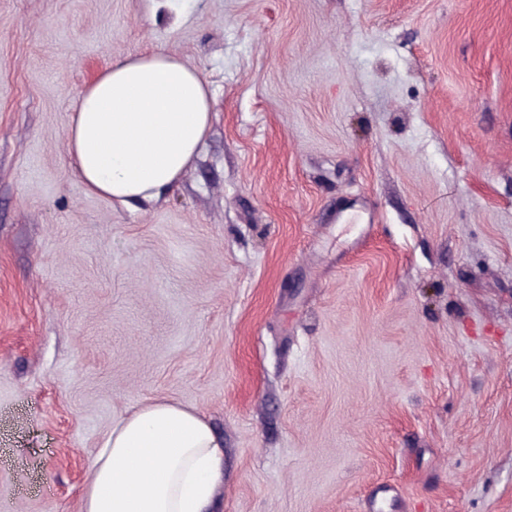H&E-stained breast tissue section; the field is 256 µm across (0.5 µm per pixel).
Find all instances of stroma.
Segmentation results:
<instances>
[{"label":"stroma","mask_w":512,"mask_h":512,"mask_svg":"<svg viewBox=\"0 0 512 512\" xmlns=\"http://www.w3.org/2000/svg\"><path fill=\"white\" fill-rule=\"evenodd\" d=\"M155 50L211 126L116 207L69 118ZM154 399L213 512H512V0H0V512H80Z\"/></svg>","instance_id":"35a3bbf8"}]
</instances>
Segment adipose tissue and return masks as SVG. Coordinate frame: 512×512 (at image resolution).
<instances>
[{
	"instance_id": "obj_1",
	"label": "adipose tissue",
	"mask_w": 512,
	"mask_h": 512,
	"mask_svg": "<svg viewBox=\"0 0 512 512\" xmlns=\"http://www.w3.org/2000/svg\"><path fill=\"white\" fill-rule=\"evenodd\" d=\"M213 97L177 56L114 61L80 93L67 131L84 190L123 205L175 185L209 130ZM224 450L192 409L163 400L120 418L92 460L82 512H209Z\"/></svg>"
}]
</instances>
